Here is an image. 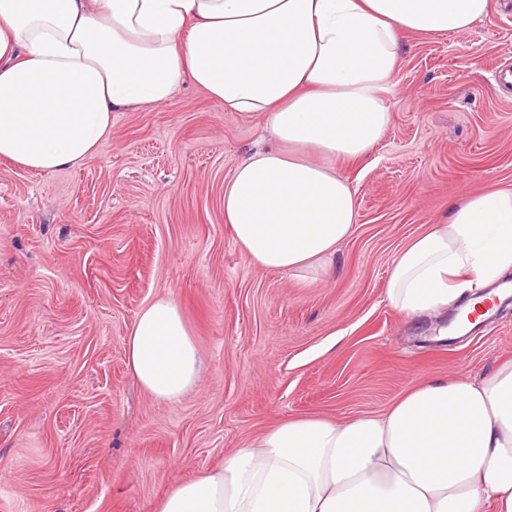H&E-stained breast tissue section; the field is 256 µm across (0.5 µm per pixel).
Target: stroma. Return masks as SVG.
Returning a JSON list of instances; mask_svg holds the SVG:
<instances>
[{
  "label": "stroma",
  "mask_w": 512,
  "mask_h": 512,
  "mask_svg": "<svg viewBox=\"0 0 512 512\" xmlns=\"http://www.w3.org/2000/svg\"><path fill=\"white\" fill-rule=\"evenodd\" d=\"M380 142L340 173L357 220L329 274L254 265L224 185L263 134L192 84L117 112L75 167L0 159V512H152L279 420L385 410L434 374L512 359V303L426 344L392 308V260L473 191L512 188V0L468 31L412 35ZM181 307L202 361L173 403L133 378L125 339L155 298Z\"/></svg>",
  "instance_id": "stroma-1"
}]
</instances>
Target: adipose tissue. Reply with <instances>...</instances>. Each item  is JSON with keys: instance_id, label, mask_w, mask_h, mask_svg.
I'll use <instances>...</instances> for the list:
<instances>
[{"instance_id": "adipose-tissue-1", "label": "adipose tissue", "mask_w": 512, "mask_h": 512, "mask_svg": "<svg viewBox=\"0 0 512 512\" xmlns=\"http://www.w3.org/2000/svg\"><path fill=\"white\" fill-rule=\"evenodd\" d=\"M491 0H0V158L80 164L112 115L186 82L225 111L260 112L274 147L224 186V221L255 265L326 273L356 221L336 170L388 129L405 34L460 33ZM512 190L471 192L395 256L389 303L418 320L512 295ZM132 375L179 400L201 360L168 295L125 339ZM154 512H512V360L487 377L433 375L385 411L291 417L179 484Z\"/></svg>"}]
</instances>
